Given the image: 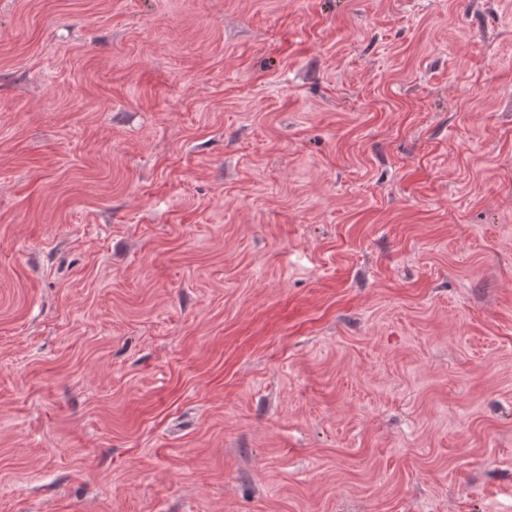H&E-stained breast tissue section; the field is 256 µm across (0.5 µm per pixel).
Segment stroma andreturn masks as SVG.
I'll return each instance as SVG.
<instances>
[{"label": "stroma", "instance_id": "35a3bbf8", "mask_svg": "<svg viewBox=\"0 0 512 512\" xmlns=\"http://www.w3.org/2000/svg\"><path fill=\"white\" fill-rule=\"evenodd\" d=\"M0 512H512V0H0Z\"/></svg>", "mask_w": 512, "mask_h": 512}]
</instances>
